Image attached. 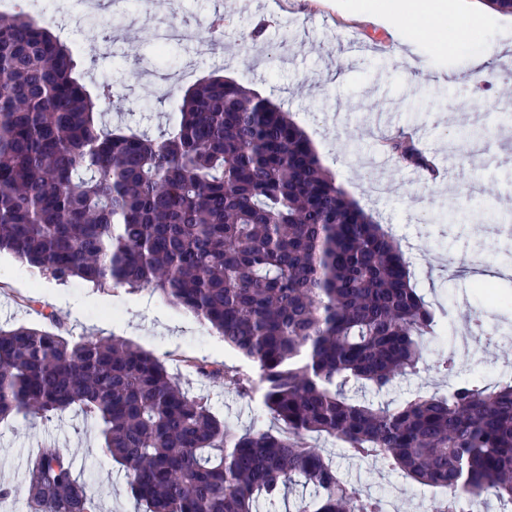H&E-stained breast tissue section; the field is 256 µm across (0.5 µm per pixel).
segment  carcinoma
<instances>
[{"label":"carcinoma","instance_id":"carcinoma-1","mask_svg":"<svg viewBox=\"0 0 512 512\" xmlns=\"http://www.w3.org/2000/svg\"><path fill=\"white\" fill-rule=\"evenodd\" d=\"M76 54L19 10L0 17V251L59 281L150 288L253 363L255 375L184 361L200 377L256 389L278 423L232 434L154 354L118 336L69 340L50 327L0 328V424L78 411L129 474L145 512H256L294 477L317 496L295 512H385L346 486L313 434L440 488L434 512L493 490L512 502V383L457 382L441 396L374 406L424 363L431 307L400 242L323 168L288 111L234 80L180 97L151 137L112 129ZM381 150L429 176L412 136ZM28 512H98L59 448L32 454Z\"/></svg>","mask_w":512,"mask_h":512}]
</instances>
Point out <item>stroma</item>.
<instances>
[{"label":"stroma","mask_w":512,"mask_h":512,"mask_svg":"<svg viewBox=\"0 0 512 512\" xmlns=\"http://www.w3.org/2000/svg\"><path fill=\"white\" fill-rule=\"evenodd\" d=\"M349 2L252 0L246 8L241 0H178L176 16L185 36L165 50L158 44L157 23L170 14L167 0H126L122 12L95 22L64 0L48 20L53 33L79 53L87 85L109 81L120 89L121 98L110 106L113 125L152 133L174 125L177 92L212 74L280 103L348 196L392 230L439 327L448 338L467 337L459 354L463 376L489 384L512 380V341L505 339L512 318L498 315L469 280L449 272L464 251L478 245L463 211L488 201L499 211L501 225L512 226V122L500 119L512 101V76L480 89L469 78L472 55L512 45V17L491 15L474 23L460 17V24L474 28L462 52L440 47L436 23L422 21L408 64L384 28L345 12ZM259 25L264 28L259 40L244 43V35ZM399 131L413 133L444 168L443 187L417 170L382 161L378 139ZM46 308L64 322L71 339L114 335L153 352L191 394L209 397L232 432L272 426L258 394L242 395L185 371L187 359L253 369L193 315L147 290H103L39 276L10 253H0V326L44 325ZM480 310L488 313L487 331L470 334V319ZM447 353L445 340H434L419 374L379 393L355 386L348 393L392 403L417 392L446 394L452 381L435 364ZM44 442L69 454L100 512H137L127 474L104 456L96 424L71 411L0 424V484L15 490L0 512H26L27 461ZM316 443L344 484L382 497L388 512H427L437 495L378 461L353 458L329 437Z\"/></svg>","instance_id":"stroma-1"}]
</instances>
